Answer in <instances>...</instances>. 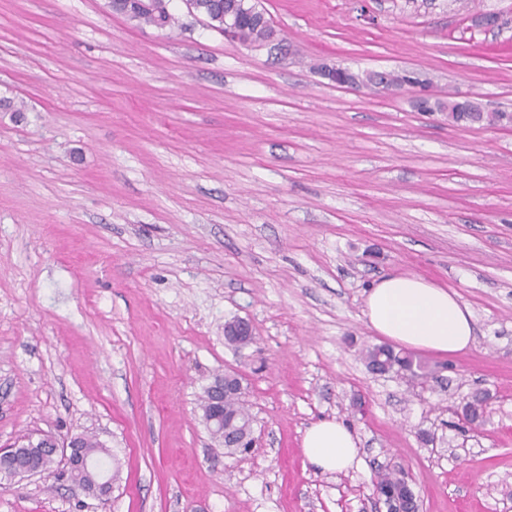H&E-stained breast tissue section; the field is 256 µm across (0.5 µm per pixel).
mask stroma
I'll return each instance as SVG.
<instances>
[{"mask_svg": "<svg viewBox=\"0 0 512 512\" xmlns=\"http://www.w3.org/2000/svg\"><path fill=\"white\" fill-rule=\"evenodd\" d=\"M261 5L282 50L185 0L172 32L107 0H0V446L85 432L118 474L103 503L2 479L0 512H376L393 466L422 512H512V127L320 74L416 71L433 102L512 112V0ZM394 275L472 313L470 348L422 385L360 355ZM235 317L255 334L239 351ZM227 370L256 437L232 457L199 409ZM322 420L354 433L348 471L306 458Z\"/></svg>", "mask_w": 512, "mask_h": 512, "instance_id": "stroma-1", "label": "stroma"}]
</instances>
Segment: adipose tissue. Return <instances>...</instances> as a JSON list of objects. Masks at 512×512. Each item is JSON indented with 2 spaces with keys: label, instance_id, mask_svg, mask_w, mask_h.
I'll return each mask as SVG.
<instances>
[{
  "label": "adipose tissue",
  "instance_id": "ef3b65f1",
  "mask_svg": "<svg viewBox=\"0 0 512 512\" xmlns=\"http://www.w3.org/2000/svg\"><path fill=\"white\" fill-rule=\"evenodd\" d=\"M370 327L395 343L451 357L473 342L472 314L454 293L415 276H392L370 291L366 302ZM307 459L326 472L350 468L357 441L344 424L325 420L304 436Z\"/></svg>",
  "mask_w": 512,
  "mask_h": 512
}]
</instances>
